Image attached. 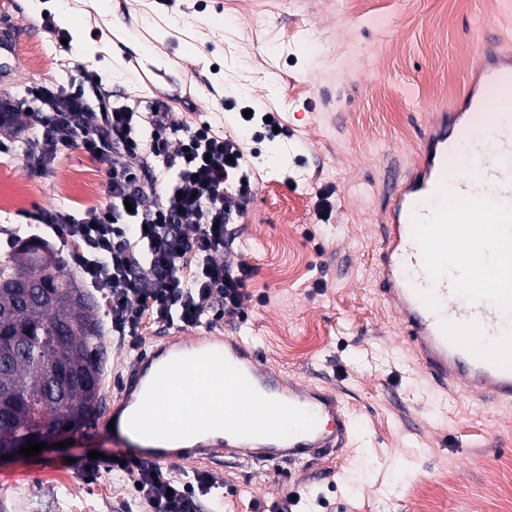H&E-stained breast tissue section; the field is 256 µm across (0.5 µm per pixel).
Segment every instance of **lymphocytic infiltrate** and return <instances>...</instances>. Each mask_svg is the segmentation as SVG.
I'll list each match as a JSON object with an SVG mask.
<instances>
[{
	"mask_svg": "<svg viewBox=\"0 0 512 512\" xmlns=\"http://www.w3.org/2000/svg\"><path fill=\"white\" fill-rule=\"evenodd\" d=\"M30 96L33 135L24 155L31 172H48L74 145H81L110 175L111 206L75 215L66 209L34 213L35 222L69 250L67 265L91 288L108 287L110 333L136 347L143 314L165 325H217L225 314L244 313L251 269L232 261L227 226L245 213L252 196L240 143L215 134L209 123L189 125L164 103L153 108L112 107L107 97L90 106L83 88L62 94L46 84ZM153 160L146 172L137 157ZM177 178L160 189L159 175ZM134 223H125L126 214ZM191 275H180L185 264ZM113 471L133 477V495L151 512H197L216 483L195 472L177 480L135 456Z\"/></svg>",
	"mask_w": 512,
	"mask_h": 512,
	"instance_id": "1",
	"label": "lymphocytic infiltrate"
}]
</instances>
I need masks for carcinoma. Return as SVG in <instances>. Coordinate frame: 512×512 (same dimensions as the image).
<instances>
[{
	"label": "carcinoma",
	"mask_w": 512,
	"mask_h": 512,
	"mask_svg": "<svg viewBox=\"0 0 512 512\" xmlns=\"http://www.w3.org/2000/svg\"><path fill=\"white\" fill-rule=\"evenodd\" d=\"M95 298L63 273L53 250L38 240L0 257V449L37 430L89 428L99 412L104 375L103 325ZM58 367L71 383L56 390Z\"/></svg>",
	"instance_id": "obj_1"
}]
</instances>
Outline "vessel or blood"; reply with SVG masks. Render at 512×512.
<instances>
[{"instance_id": "vessel-or-blood-1", "label": "vessel or blood", "mask_w": 512, "mask_h": 512, "mask_svg": "<svg viewBox=\"0 0 512 512\" xmlns=\"http://www.w3.org/2000/svg\"><path fill=\"white\" fill-rule=\"evenodd\" d=\"M480 54L490 56L480 80L437 108L409 176L388 192V219L378 252L380 291L397 313L412 367L433 388L465 393L482 402L512 407V360L498 346L512 341V288L483 296L463 288L477 282L483 266L470 262L463 278L429 269L435 254L479 252L487 236L512 238V114L492 111L489 85L512 83V51L486 27L475 30ZM16 33L0 30V79L16 59ZM473 142L474 165L488 188L486 206L457 210L452 197L475 194L473 182L455 174L452 163L461 143ZM163 346L142 353L123 379L112 416L128 422L158 370L182 356L216 352L237 368L260 393L311 412L316 423L286 438L201 434L181 441H152L144 454L154 462L194 464L223 456L256 463H301L345 451L349 431L339 396L285 384L264 367L257 349L242 337L211 338L176 327Z\"/></svg>"}]
</instances>
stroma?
<instances>
[{
  "mask_svg": "<svg viewBox=\"0 0 512 512\" xmlns=\"http://www.w3.org/2000/svg\"><path fill=\"white\" fill-rule=\"evenodd\" d=\"M92 51L46 27L26 0H0V27L17 31V60L0 99L35 112L34 84L75 89L97 72L113 102L159 99L189 122L240 136V112L269 102L283 131L253 158V197L230 225L250 267L245 316L219 334L240 336L286 381L337 393L350 443L340 455L271 468L226 458L199 463L223 477L199 512H256L297 487L301 512H512V412L430 388L405 374L410 353L379 293L376 255L389 176L406 172L424 108L448 102L475 59L484 21L512 39V9L483 0H81ZM41 49L38 64L29 53ZM23 121L0 128V242L22 238L27 213L80 214L111 202L108 175L81 147L33 175ZM293 223H285V213ZM105 400H116L132 355L104 338ZM59 447L0 460V512H146L112 454H137L101 412L92 428L59 434ZM104 453L85 472L90 451Z\"/></svg>",
  "mask_w": 512,
  "mask_h": 512,
  "instance_id": "35a3bbf8",
  "label": "stroma"
}]
</instances>
